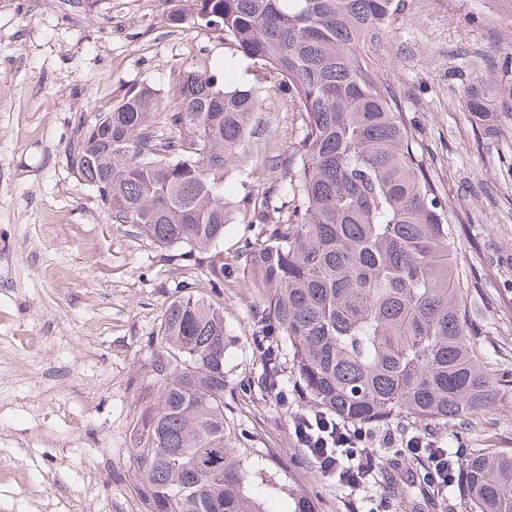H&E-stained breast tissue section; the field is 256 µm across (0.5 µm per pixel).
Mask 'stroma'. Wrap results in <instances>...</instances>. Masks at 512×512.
Instances as JSON below:
<instances>
[{"label":"stroma","mask_w":512,"mask_h":512,"mask_svg":"<svg viewBox=\"0 0 512 512\" xmlns=\"http://www.w3.org/2000/svg\"><path fill=\"white\" fill-rule=\"evenodd\" d=\"M180 0H0V512H144L130 460L131 420L153 384V350L184 284L224 312V401L251 435L252 495L266 512H470L461 488L436 503L424 465L384 449L368 491L323 477L294 448L291 412L254 384L263 352L254 339L261 293L237 257L254 228L230 224L220 248L224 286L160 248L132 225L109 220L74 172L67 147L130 89L149 84L170 102L183 74L223 64V38L167 17ZM377 76L410 118L426 167L459 212L454 264L472 286V331L488 362L512 372V123L479 135L460 94L477 66L512 55V26L490 25L475 0H406L379 44L366 49ZM228 83L268 92L261 129L227 190L267 188L271 157L288 156L301 116L268 71L238 59ZM428 432L467 449L512 450V397L476 425H425L405 417L374 424Z\"/></svg>","instance_id":"obj_1"}]
</instances>
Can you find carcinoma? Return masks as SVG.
I'll list each match as a JSON object with an SVG mask.
<instances>
[{
	"label": "carcinoma",
	"mask_w": 512,
	"mask_h": 512,
	"mask_svg": "<svg viewBox=\"0 0 512 512\" xmlns=\"http://www.w3.org/2000/svg\"><path fill=\"white\" fill-rule=\"evenodd\" d=\"M403 0H188V17L273 73L301 118V137L273 165L280 177L234 200L226 180L266 96L225 85L224 68L190 72L174 104L148 84L81 124L72 168L109 220L134 224L180 257L204 255L224 286L226 225L246 210L257 228L239 253L264 291L255 318L264 352L259 390L298 391L359 424L393 416L470 423L512 392V375L486 367L470 332L467 280L452 263L459 220L424 165L387 86L367 60ZM464 108L487 135L512 121V60L474 75ZM189 125L190 139L154 121ZM152 372L156 391L133 414V467L145 512H265L248 486L254 450L224 413V314L188 291L169 306ZM470 512H512V451L481 448L463 467Z\"/></svg>",
	"instance_id": "obj_1"
}]
</instances>
